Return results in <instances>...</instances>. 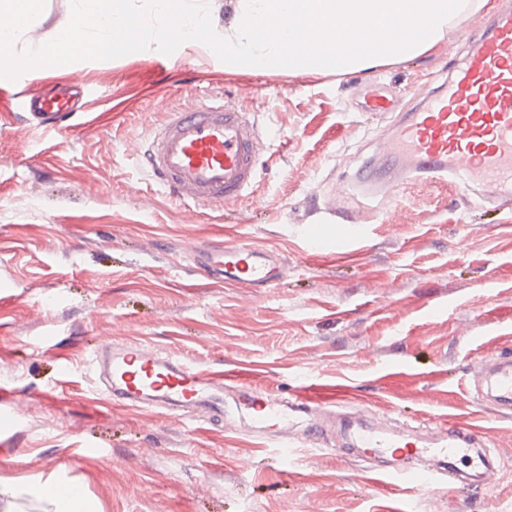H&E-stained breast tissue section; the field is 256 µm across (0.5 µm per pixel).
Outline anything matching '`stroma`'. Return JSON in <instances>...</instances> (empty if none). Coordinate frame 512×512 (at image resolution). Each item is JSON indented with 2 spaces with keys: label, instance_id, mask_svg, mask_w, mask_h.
<instances>
[{
  "label": "stroma",
  "instance_id": "35a3bbf8",
  "mask_svg": "<svg viewBox=\"0 0 512 512\" xmlns=\"http://www.w3.org/2000/svg\"><path fill=\"white\" fill-rule=\"evenodd\" d=\"M460 57L444 38L364 72L292 76L192 41L0 79V389L19 401L0 402V480L68 482L102 512H512V417L470 388L486 361L512 357V210L453 178L409 183L374 210L352 184L367 168L385 179L378 138ZM375 79L392 114L362 109ZM67 80L86 86L90 124L46 130L10 98ZM213 91L269 135L254 186L217 210L170 197L136 160L151 127ZM335 202L370 242L303 254V232L329 224ZM240 242L279 253L287 279L255 291L194 269L192 248ZM103 339L203 370L249 367L275 394L340 380L374 416L422 429L475 420L501 470L455 490L377 484L337 452L335 416L320 444L294 426L287 464L239 413L189 423L103 403L89 365ZM63 361L71 374L48 400Z\"/></svg>",
  "mask_w": 512,
  "mask_h": 512
}]
</instances>
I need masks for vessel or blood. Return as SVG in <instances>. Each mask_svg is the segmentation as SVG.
Returning a JSON list of instances; mask_svg holds the SVG:
<instances>
[{"label":"vessel or blood","instance_id":"b4317fda","mask_svg":"<svg viewBox=\"0 0 512 512\" xmlns=\"http://www.w3.org/2000/svg\"><path fill=\"white\" fill-rule=\"evenodd\" d=\"M447 88L400 122L383 160L397 181H447L466 175L468 181L498 195L512 193V0H501L489 14L481 36L470 37L463 59L446 78ZM27 118L42 127L70 123L84 114L83 90L60 84L22 99ZM263 153L261 127L251 113L223 97L169 113L151 132L138 161L165 191L178 199L211 208L242 198L253 186ZM366 227L345 224L335 234L311 232L306 252L354 250ZM193 263L207 278L228 286L276 287L282 262L277 252L252 245H214L195 251ZM99 379L109 400L126 407L154 405L224 417V400L242 395L253 413L254 436L270 442L281 458L296 449L286 442L282 425L298 413L332 410L344 405L349 388L342 383L306 385L289 397L243 394L248 368L200 370L160 356L142 343L95 351ZM478 399L512 412V359L495 360L487 381L471 384ZM481 426L468 421L449 424L438 438L409 441L394 431L367 429L352 438L351 453L371 463L382 478L427 490L437 484L463 485L468 475L486 481L494 466L480 452Z\"/></svg>","mask_w":512,"mask_h":512}]
</instances>
